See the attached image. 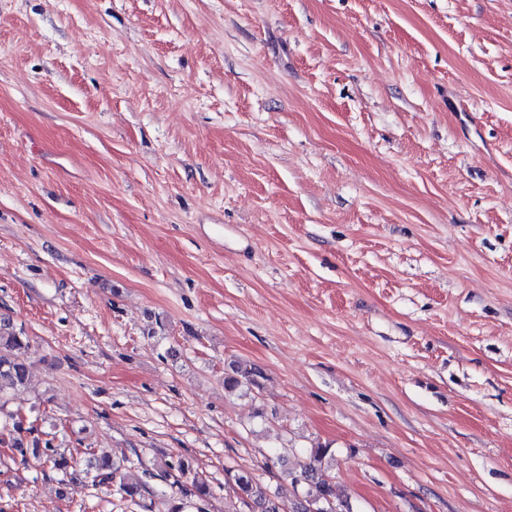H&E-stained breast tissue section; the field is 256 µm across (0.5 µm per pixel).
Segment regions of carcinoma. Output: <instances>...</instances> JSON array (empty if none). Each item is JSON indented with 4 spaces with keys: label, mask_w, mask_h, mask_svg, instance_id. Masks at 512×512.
Masks as SVG:
<instances>
[{
    "label": "carcinoma",
    "mask_w": 512,
    "mask_h": 512,
    "mask_svg": "<svg viewBox=\"0 0 512 512\" xmlns=\"http://www.w3.org/2000/svg\"><path fill=\"white\" fill-rule=\"evenodd\" d=\"M28 350L29 341L23 336V331L14 328L8 321H0V387L4 385L18 391L27 387ZM262 377L263 373L256 365L246 361H230L224 365V392L231 395L258 389ZM3 428L10 429L11 447L20 455H25L29 450L35 453L41 451L51 470L65 474L71 468L70 458L65 455L49 447L39 449V439L36 437L32 438L30 446H25V435L32 434L34 429L24 427L22 418H11V425L5 424ZM330 458V449L318 445L307 449L304 458L286 469V476L293 485L306 486L304 501L292 512H352L349 503L336 493L335 482L328 479ZM92 467L97 471L99 482L111 485L117 495L145 512H153L158 502L164 505L163 512H185L187 503L184 498H193L202 503L212 496L208 476L184 460L177 463L171 483V487L181 489L180 497L166 489L150 488L142 477L129 473L107 454L93 458ZM227 484L233 496L225 512H240L242 505L251 508V512H281L269 488L252 472L245 469L229 470Z\"/></svg>",
    "instance_id": "1"
}]
</instances>
